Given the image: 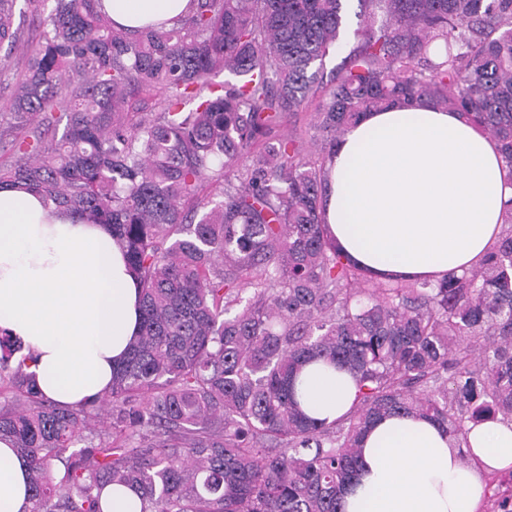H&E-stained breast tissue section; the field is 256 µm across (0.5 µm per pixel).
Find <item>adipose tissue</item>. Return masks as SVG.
<instances>
[{
	"instance_id": "adipose-tissue-1",
	"label": "adipose tissue",
	"mask_w": 512,
	"mask_h": 512,
	"mask_svg": "<svg viewBox=\"0 0 512 512\" xmlns=\"http://www.w3.org/2000/svg\"><path fill=\"white\" fill-rule=\"evenodd\" d=\"M190 0H104L133 29L176 22ZM327 233L384 279L431 280L475 267L512 199L494 141L459 113L424 102L368 114L327 163ZM140 328V290L104 225L59 211L35 192L0 189V331L32 355L38 392L79 407L107 389ZM305 412L333 421L353 406L342 367L307 364L296 381ZM512 470V423L470 425L461 447L418 416L387 415L360 440L343 512H479L488 475ZM28 467L0 441V512H27Z\"/></svg>"
}]
</instances>
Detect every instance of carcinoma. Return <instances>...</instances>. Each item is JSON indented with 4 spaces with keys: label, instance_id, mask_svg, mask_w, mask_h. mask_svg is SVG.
Returning a JSON list of instances; mask_svg holds the SVG:
<instances>
[{
    "label": "carcinoma",
    "instance_id": "cac0c4a2",
    "mask_svg": "<svg viewBox=\"0 0 512 512\" xmlns=\"http://www.w3.org/2000/svg\"><path fill=\"white\" fill-rule=\"evenodd\" d=\"M15 2L0 0V70H16L0 187L109 226L142 310L111 386L78 408L40 396L0 336V440L28 463L29 512H103L108 485L141 512H340L375 419L426 416L457 447L470 423L512 422V200L480 263L435 283L367 276L321 213L339 135L400 103L463 114L512 176V0H357L350 50V0H191L139 32L101 0H53L34 46ZM223 71L236 81L207 84ZM315 87L310 162L277 130ZM314 361L355 379L331 423L296 399Z\"/></svg>",
    "mask_w": 512,
    "mask_h": 512
}]
</instances>
